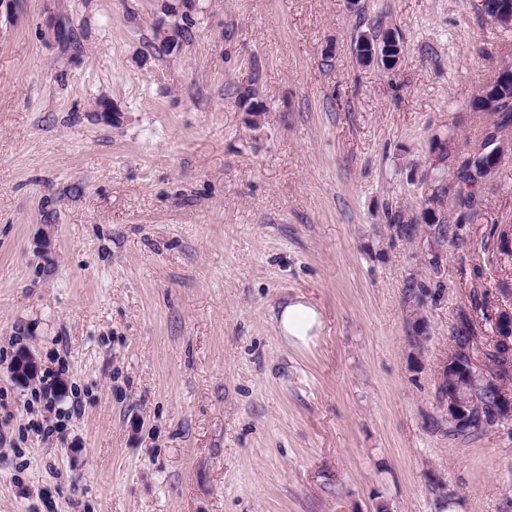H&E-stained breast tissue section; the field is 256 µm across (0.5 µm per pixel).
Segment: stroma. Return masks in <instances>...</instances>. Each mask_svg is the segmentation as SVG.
Masks as SVG:
<instances>
[{"instance_id": "stroma-1", "label": "stroma", "mask_w": 512, "mask_h": 512, "mask_svg": "<svg viewBox=\"0 0 512 512\" xmlns=\"http://www.w3.org/2000/svg\"><path fill=\"white\" fill-rule=\"evenodd\" d=\"M479 3L195 0L170 50L182 0H19L0 23V512H512V421L434 425L461 317L486 370L512 305V158L477 210L442 192L512 64ZM390 30L399 66L358 62ZM426 207L454 241L397 234ZM295 296L322 319L305 344L274 319ZM20 349L60 370L50 400L10 379Z\"/></svg>"}]
</instances>
